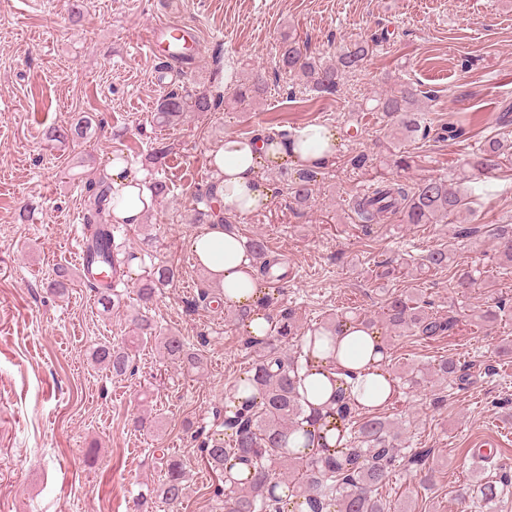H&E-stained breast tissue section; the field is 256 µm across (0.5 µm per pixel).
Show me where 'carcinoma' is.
<instances>
[{"mask_svg":"<svg viewBox=\"0 0 512 512\" xmlns=\"http://www.w3.org/2000/svg\"><path fill=\"white\" fill-rule=\"evenodd\" d=\"M369 42L354 40L341 48L336 60L324 63L312 57L305 45L294 39L284 41L279 54V68L294 74L301 87L320 97L335 96L343 81L362 66L370 53ZM224 103L220 87L190 92L170 90L156 108L157 119L165 124L180 120L187 112H210ZM377 111L401 115L403 121L398 133L405 136L419 130L415 113L424 111L421 100L412 91L405 90L377 100ZM503 145L492 141L485 146L470 165L482 173L500 168ZM320 168L297 170L291 180V193L300 206L308 204L313 196ZM88 208L85 214L87 229V260L107 272L108 279L93 280L89 288L98 296V304L108 312L120 303L114 293L113 281L123 277L124 258L112 241V215L109 194L112 184L101 174L85 184ZM466 192L461 183L442 177L423 180L415 186L395 179H385L371 185L363 194L352 199V208L362 231L370 235L375 224L384 217L399 216L406 224H436L456 215L465 204ZM213 189L200 194L203 209L196 212L197 222L219 219L224 229L233 230L230 218L214 208ZM492 237L502 270L512 269V224H497ZM259 275L274 286V292L265 293L259 304L270 310L274 324L264 336H250L245 340L256 353L248 378L244 383L257 393L242 399L232 414L225 415L227 438L210 437L202 441L200 452L213 469L225 472L241 466L250 469V478L244 483H226L216 487L215 493L224 497L225 512H289V502L272 496L273 486L286 481L293 483L296 496L301 498L304 512H385L380 496L382 489L396 469H405L422 460L419 453L408 454L401 443L398 423L387 416H360L359 406L342 395L334 399L332 413L348 429L342 448L334 454L297 455L290 451V436L302 429L306 409L297 391L296 374L306 355H292L282 344L303 335V325L295 309L275 300L282 294L281 285L287 273L281 270L279 258L269 253L261 237L248 241ZM451 257L442 249L428 252L420 259L419 267L438 270L449 266ZM176 270L160 266L149 274L139 287L140 299L148 303L156 293L170 285ZM454 287L464 293L475 284L472 271L461 267L453 276ZM430 302L416 293L390 294L383 301L382 318L388 328L410 332L428 340L450 336L458 319L428 311ZM164 355L172 360L193 366L198 358L188 352L181 337L166 336L161 341ZM93 360L111 375H126L131 356L128 349L110 342L94 348ZM434 375L440 380L452 379L458 387L469 384V365L453 357H441L434 364ZM512 489V465H501L495 474L459 486L457 496L463 500L476 498L490 507ZM190 485L186 480L183 462L174 455L165 459V479L157 495L168 506H176L188 497Z\"/></svg>","mask_w":512,"mask_h":512,"instance_id":"carcinoma-1","label":"carcinoma"}]
</instances>
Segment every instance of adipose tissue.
<instances>
[{
  "mask_svg": "<svg viewBox=\"0 0 512 512\" xmlns=\"http://www.w3.org/2000/svg\"><path fill=\"white\" fill-rule=\"evenodd\" d=\"M339 138L336 131L319 124L294 130L289 138L271 143L260 139L225 138L211 154L215 189L223 208L247 213L264 207L272 196L269 170L293 162L298 166H322L336 155ZM152 193L142 179L126 173L122 160L112 162V220L117 224L140 223L149 207ZM192 250L211 279L224 291V304L249 308L245 323L248 334L267 331V313L257 304L264 292L259 284L255 260L245 241L213 224L192 238ZM307 364L301 373L299 390L307 399L308 409L316 413L310 431H297L291 445L303 450L307 433L316 436L315 446H341L343 425L329 411L328 404L336 390L365 410L383 409L395 395L398 385L384 366L381 338L374 329L359 323H347L327 342L306 336Z\"/></svg>",
  "mask_w": 512,
  "mask_h": 512,
  "instance_id": "ef3b65f1",
  "label": "adipose tissue"
}]
</instances>
